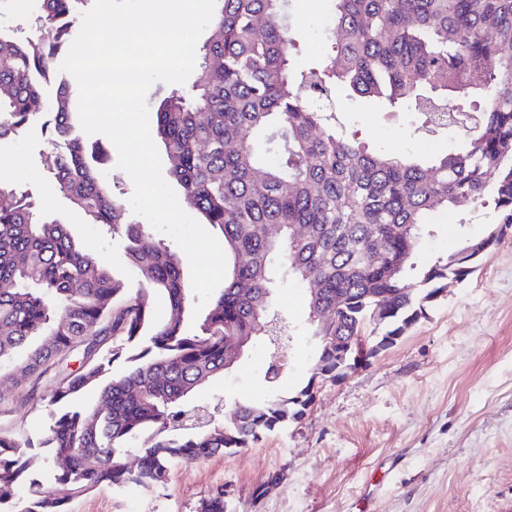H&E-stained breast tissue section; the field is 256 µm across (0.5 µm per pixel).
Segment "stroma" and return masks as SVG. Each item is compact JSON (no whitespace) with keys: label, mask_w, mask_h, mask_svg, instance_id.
Listing matches in <instances>:
<instances>
[{"label":"stroma","mask_w":512,"mask_h":512,"mask_svg":"<svg viewBox=\"0 0 512 512\" xmlns=\"http://www.w3.org/2000/svg\"><path fill=\"white\" fill-rule=\"evenodd\" d=\"M286 11L297 65L324 62L332 30L327 0H288ZM337 106L341 125L373 149L424 159L468 140L454 128L427 147L424 118L414 109L366 104L343 90ZM42 123L34 118L22 137L0 143V159L15 165V186L137 290V275L111 229L73 209L52 176L31 179L47 147ZM82 140L109 152L103 175L128 202L133 184L117 166L114 144L102 134ZM493 218L491 208L461 201L450 218L437 219L422 250L429 256L452 249L459 235H481ZM280 303L291 318L284 382L290 389L309 377L314 343L304 288H281ZM80 363L78 353L68 352L29 378L0 368V431L37 439L50 423L54 390ZM267 364L266 349L253 343L230 376L197 390L194 399L220 408L228 395L265 398ZM219 487L230 512H359L365 500L371 512H512V230L394 347L343 380L324 383L302 423L231 454L171 465L160 487L97 488L72 501L69 512H199Z\"/></svg>","instance_id":"1"}]
</instances>
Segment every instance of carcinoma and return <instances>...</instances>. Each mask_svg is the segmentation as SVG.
<instances>
[{"label": "carcinoma", "instance_id": "cac0c4a2", "mask_svg": "<svg viewBox=\"0 0 512 512\" xmlns=\"http://www.w3.org/2000/svg\"><path fill=\"white\" fill-rule=\"evenodd\" d=\"M82 2L36 0L38 37L0 30V142L21 136L48 102L38 174L122 237L139 288L129 295L66 225L0 180V366L41 374L60 353L83 351L49 401L38 444L59 465L53 488L29 480L33 444L0 432V504H13L10 512H67L71 499L102 485L161 486L175 462L247 448L300 422L314 378L289 395L275 369L265 372L269 395L238 402L233 424L191 399L224 377L231 340L260 336L271 352L289 343L277 299L284 282L307 290L314 364L335 382L336 337H368L369 359L391 348L512 228V0H329V59L301 68L289 51L287 0H218L191 81L172 85L156 112L170 176L224 243V288L192 319L181 255L124 219L101 158L76 132L57 61ZM340 87L392 107L412 103L437 132L453 126L448 103L470 97L479 122L463 148L427 161L390 156L339 127ZM463 198L492 204L495 222L419 261L432 218ZM383 290L390 298L379 307ZM158 295L164 320L154 315ZM120 359L125 370L101 383ZM91 386L97 401L77 405ZM137 443L132 469L125 454ZM26 484L31 496L16 498ZM200 512H228L224 493Z\"/></svg>", "mask_w": 512, "mask_h": 512}]
</instances>
